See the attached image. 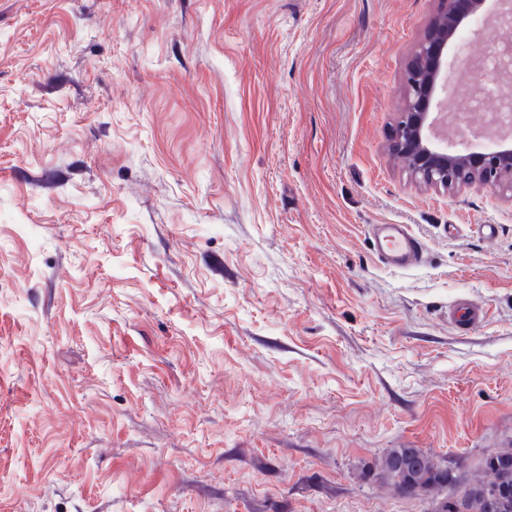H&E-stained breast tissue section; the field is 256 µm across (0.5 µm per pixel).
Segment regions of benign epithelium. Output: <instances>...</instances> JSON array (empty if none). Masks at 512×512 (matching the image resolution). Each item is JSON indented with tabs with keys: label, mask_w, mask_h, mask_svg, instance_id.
<instances>
[{
	"label": "benign epithelium",
	"mask_w": 512,
	"mask_h": 512,
	"mask_svg": "<svg viewBox=\"0 0 512 512\" xmlns=\"http://www.w3.org/2000/svg\"><path fill=\"white\" fill-rule=\"evenodd\" d=\"M488 0H441L440 13L417 45L407 69V102L392 134L391 148L410 175L424 187L455 191L474 185L499 184L512 175V144L500 140L486 152L450 150L439 142L437 127L447 116L440 99L453 75L448 55L461 43L462 34H482L475 26ZM493 20L512 24V0H495Z\"/></svg>",
	"instance_id": "1"
}]
</instances>
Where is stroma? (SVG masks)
Listing matches in <instances>:
<instances>
[{
    "mask_svg": "<svg viewBox=\"0 0 512 512\" xmlns=\"http://www.w3.org/2000/svg\"><path fill=\"white\" fill-rule=\"evenodd\" d=\"M439 8L0 0V512H433L362 466L512 437V184L388 150ZM369 234L378 260L395 270H409L423 262L420 240L406 224H372ZM486 317V311L480 303L465 298L448 308V320L456 329L472 331L480 327Z\"/></svg>",
    "mask_w": 512,
    "mask_h": 512,
    "instance_id": "35a3bbf8",
    "label": "stroma"
}]
</instances>
